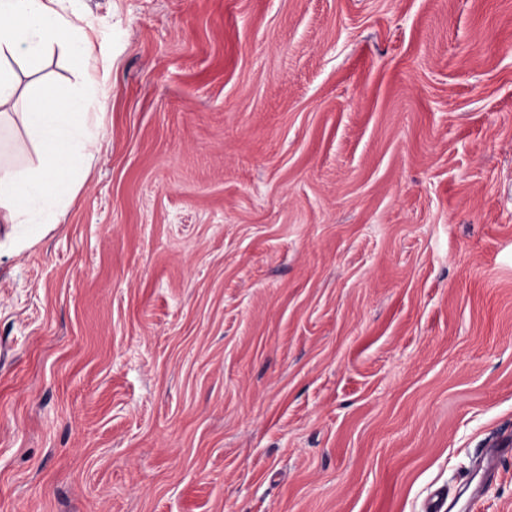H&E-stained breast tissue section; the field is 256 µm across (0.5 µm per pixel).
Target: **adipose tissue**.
Listing matches in <instances>:
<instances>
[{
    "label": "adipose tissue",
    "instance_id": "ef3b65f1",
    "mask_svg": "<svg viewBox=\"0 0 512 512\" xmlns=\"http://www.w3.org/2000/svg\"><path fill=\"white\" fill-rule=\"evenodd\" d=\"M60 0H0V125L23 129L27 144L0 143V223L11 230L0 250H25L60 223L75 187L52 189L69 173L84 176L99 149L98 60L80 12H62ZM61 52L82 80L63 105L49 104L54 87H21V73L35 72Z\"/></svg>",
    "mask_w": 512,
    "mask_h": 512
}]
</instances>
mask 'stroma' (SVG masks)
<instances>
[{"label":"stroma","instance_id":"35a3bbf8","mask_svg":"<svg viewBox=\"0 0 512 512\" xmlns=\"http://www.w3.org/2000/svg\"><path fill=\"white\" fill-rule=\"evenodd\" d=\"M61 8L100 148L0 254V512H423L477 476L512 512V0Z\"/></svg>","mask_w":512,"mask_h":512}]
</instances>
